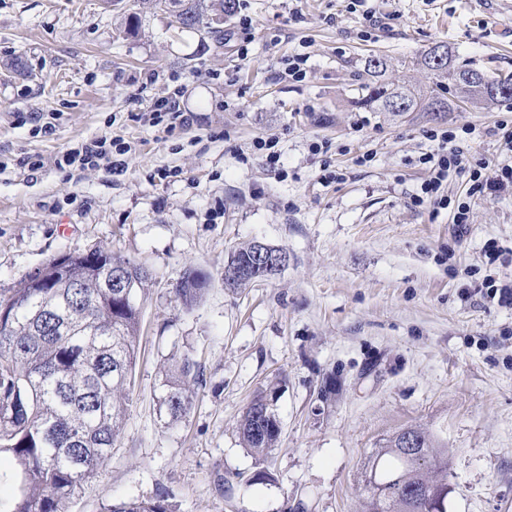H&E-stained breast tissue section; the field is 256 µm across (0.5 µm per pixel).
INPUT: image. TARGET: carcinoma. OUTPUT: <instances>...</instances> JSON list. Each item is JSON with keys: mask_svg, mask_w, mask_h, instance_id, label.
I'll return each mask as SVG.
<instances>
[{"mask_svg": "<svg viewBox=\"0 0 512 512\" xmlns=\"http://www.w3.org/2000/svg\"><path fill=\"white\" fill-rule=\"evenodd\" d=\"M238 0H133L144 11L165 12L177 23L180 36L204 30L224 35V19ZM443 88L460 93L462 86L485 82L479 71L454 67L448 61L432 64V52L417 60ZM386 61L377 56L365 62L368 80L357 102L387 112L392 98L407 100L405 111H426L436 105L451 109L436 93L396 86L384 79ZM256 242L233 248L224 270L249 263ZM124 265L138 279L132 295L106 288L112 266ZM146 267L103 248L78 253L70 267L55 271L47 260L28 274L10 295L0 296V455L17 466L19 493L7 512H66L69 500L98 477L112 447L127 423L129 391L141 330V299L153 281ZM208 280L187 267L174 288L176 301L189 310L203 298ZM203 383L201 365L189 354L163 367L159 412L171 422L192 408L194 388ZM420 453L398 446L399 434L374 449L362 475L388 484L378 496L363 483L365 512H447L448 492L429 501L423 488L448 485V455L429 432L417 426ZM239 432L244 447L263 457L276 447L281 422L262 395L243 413ZM170 493L158 491L148 499L133 498L101 512H171Z\"/></svg>", "mask_w": 512, "mask_h": 512, "instance_id": "obj_1", "label": "carcinoma"}]
</instances>
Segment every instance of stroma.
<instances>
[{
	"label": "stroma",
	"mask_w": 512,
	"mask_h": 512,
	"mask_svg": "<svg viewBox=\"0 0 512 512\" xmlns=\"http://www.w3.org/2000/svg\"><path fill=\"white\" fill-rule=\"evenodd\" d=\"M373 5L371 26L347 0H239L223 40L176 41L162 12L141 13L127 37L110 0H0V293L54 255L94 247L153 271L127 425L67 512L162 488L172 512H363L364 462L409 425L448 452V512H512V306L494 295L512 285V190L473 200L463 228L412 203L428 176L419 158L437 148L427 130L474 128L464 153L493 170L512 161L498 135L512 104L436 114L354 103L372 54L387 80L426 90L432 76L415 61L436 45L486 77L512 72V0ZM296 53L306 79H280ZM15 56L27 75L5 70ZM169 76L190 125L130 120L139 91L164 94ZM32 112L52 133L33 134ZM105 134L133 147L122 174L24 164ZM261 138L277 140L279 170L254 149ZM250 241L283 248L288 265L227 290V254ZM189 266L208 287L186 310L174 288ZM187 353L205 382L172 424L157 406L160 370ZM260 393L282 434L259 461L237 422Z\"/></svg>",
	"instance_id": "stroma-1"
}]
</instances>
